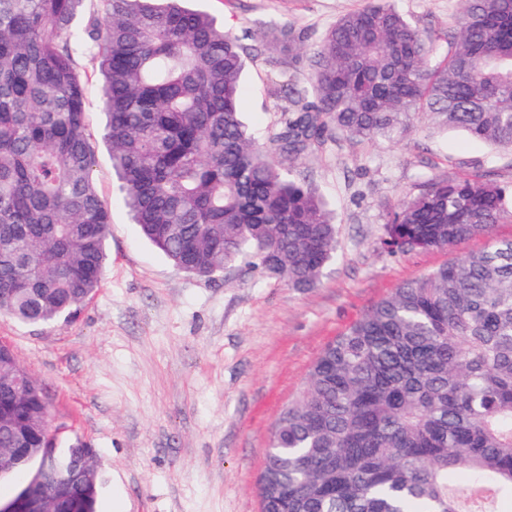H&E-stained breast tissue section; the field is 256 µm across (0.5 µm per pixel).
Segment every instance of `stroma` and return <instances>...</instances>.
Masks as SVG:
<instances>
[{
	"mask_svg": "<svg viewBox=\"0 0 512 512\" xmlns=\"http://www.w3.org/2000/svg\"><path fill=\"white\" fill-rule=\"evenodd\" d=\"M367 0H194L247 49L239 110L258 139L289 107L273 83L306 84L307 65L261 50L266 25L285 22L308 42ZM419 24L452 26L459 0H397ZM95 137L94 182L111 213L102 288L76 319L23 325L0 316V343L44 385L59 447L94 448L97 512H261L259 478L276 419L305 386L327 345L402 284L484 248L474 237L400 256L378 240L401 200L434 177L490 180L512 189V151L419 120L399 143L338 136L298 166L336 222L335 260L299 291L243 262L213 280L178 270L139 234L113 188L101 138L99 75L76 59Z\"/></svg>",
	"mask_w": 512,
	"mask_h": 512,
	"instance_id": "1",
	"label": "stroma"
}]
</instances>
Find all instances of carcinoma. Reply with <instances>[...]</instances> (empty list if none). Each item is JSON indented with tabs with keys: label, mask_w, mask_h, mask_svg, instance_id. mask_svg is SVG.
Masks as SVG:
<instances>
[{
	"label": "carcinoma",
	"mask_w": 512,
	"mask_h": 512,
	"mask_svg": "<svg viewBox=\"0 0 512 512\" xmlns=\"http://www.w3.org/2000/svg\"><path fill=\"white\" fill-rule=\"evenodd\" d=\"M188 0H0V314L28 325L77 315L102 286L110 211L94 183L86 86L98 59L117 189L174 266L214 279L240 259L305 290L336 254L322 199L296 174L333 135L405 140L419 118L512 151V0H461L454 26L409 21L393 0L340 17L315 45L271 25L266 46L310 55L307 85L267 146L239 118L244 47ZM506 190L431 179L379 244L393 255L491 236ZM25 381L14 425L32 430L43 385ZM469 474L457 488L448 477ZM100 485L76 512H96ZM261 512H498L512 501V241L403 284L336 337L280 412Z\"/></svg>",
	"instance_id": "carcinoma-1"
}]
</instances>
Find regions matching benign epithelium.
Returning <instances> with one entry per match:
<instances>
[{"mask_svg":"<svg viewBox=\"0 0 512 512\" xmlns=\"http://www.w3.org/2000/svg\"><path fill=\"white\" fill-rule=\"evenodd\" d=\"M31 452L23 439L15 437L12 447L0 448V467L6 469L15 459ZM66 468L68 480L58 483L51 480L47 468L40 467L36 478L19 497L0 501V512H73L74 490L95 485L97 462L94 450L80 443L73 446Z\"/></svg>","mask_w":512,"mask_h":512,"instance_id":"obj_1","label":"benign epithelium"}]
</instances>
